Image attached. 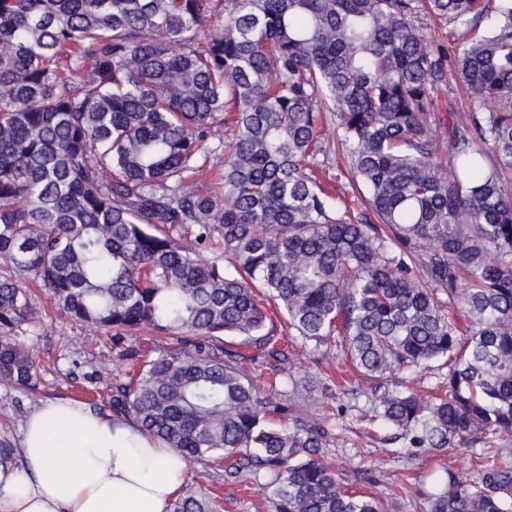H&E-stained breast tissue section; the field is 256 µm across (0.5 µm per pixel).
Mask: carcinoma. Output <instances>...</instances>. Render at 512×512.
<instances>
[{
	"instance_id": "1",
	"label": "carcinoma",
	"mask_w": 512,
	"mask_h": 512,
	"mask_svg": "<svg viewBox=\"0 0 512 512\" xmlns=\"http://www.w3.org/2000/svg\"><path fill=\"white\" fill-rule=\"evenodd\" d=\"M451 80L491 108L438 133ZM329 133L360 211L312 176ZM510 176L512 0H0V381L38 384L32 275L76 320L174 339L112 383L114 415L269 512H385L328 460L336 408L297 410L270 309L371 384L407 454L512 437ZM440 362L443 396L389 387ZM477 466L442 468L430 512H512V463ZM219 508L184 485L170 512Z\"/></svg>"
}]
</instances>
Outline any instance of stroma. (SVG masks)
Here are the masks:
<instances>
[{"label": "stroma", "instance_id": "obj_1", "mask_svg": "<svg viewBox=\"0 0 512 512\" xmlns=\"http://www.w3.org/2000/svg\"><path fill=\"white\" fill-rule=\"evenodd\" d=\"M27 288L31 315L18 330L21 344L34 353L39 363L40 384L29 392L0 381V448L18 445L19 428L34 408L65 398L103 407V390L124 378L128 362L122 354L131 349H162L169 340L157 332H139L113 344L106 330L72 319L59 310L33 276H22ZM301 374L313 377L303 389L300 403L305 411H319L328 394L322 380L329 371L321 355L304 353L299 359ZM365 383L352 384L350 392H335L336 404L345 411L332 422L335 441L329 460L342 474L351 490L381 498L386 512H429L430 474L449 466L460 476L474 478L475 454L502 455L512 461V437H489L471 448H459L439 455L423 451L405 455L402 441L392 439L390 430L368 429L364 420L372 413V400ZM186 480L201 492L217 493L221 512H266L260 494L248 488L249 477L237 478L224 472L222 463L189 464Z\"/></svg>", "mask_w": 512, "mask_h": 512}]
</instances>
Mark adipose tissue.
<instances>
[{
  "instance_id": "adipose-tissue-1",
  "label": "adipose tissue",
  "mask_w": 512,
  "mask_h": 512,
  "mask_svg": "<svg viewBox=\"0 0 512 512\" xmlns=\"http://www.w3.org/2000/svg\"><path fill=\"white\" fill-rule=\"evenodd\" d=\"M0 462V512H168L187 461L130 418L68 399L34 409Z\"/></svg>"
}]
</instances>
